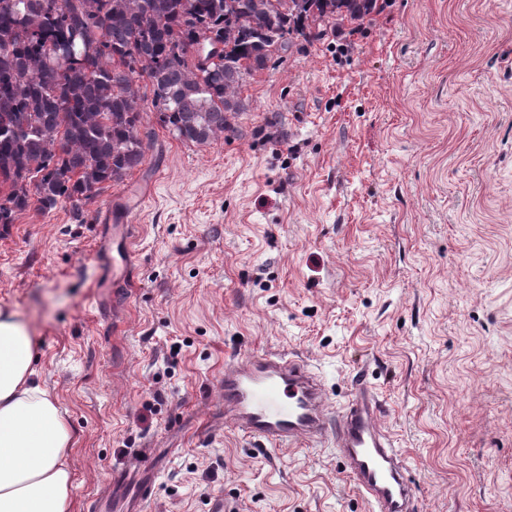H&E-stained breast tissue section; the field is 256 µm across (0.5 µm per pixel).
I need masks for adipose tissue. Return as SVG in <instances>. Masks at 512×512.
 <instances>
[{
  "label": "adipose tissue",
  "instance_id": "obj_1",
  "mask_svg": "<svg viewBox=\"0 0 512 512\" xmlns=\"http://www.w3.org/2000/svg\"><path fill=\"white\" fill-rule=\"evenodd\" d=\"M34 346L24 322L0 313V512H70L73 433Z\"/></svg>",
  "mask_w": 512,
  "mask_h": 512
}]
</instances>
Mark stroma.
<instances>
[{"label":"stroma","instance_id":"35a3bbf8","mask_svg":"<svg viewBox=\"0 0 512 512\" xmlns=\"http://www.w3.org/2000/svg\"><path fill=\"white\" fill-rule=\"evenodd\" d=\"M240 96L227 139L149 116L121 182L0 227V311L73 430L72 512H368L334 440L225 425L224 368L261 353L307 362L334 414L366 373L417 512H512V0H377ZM137 184L133 281L104 288L99 213Z\"/></svg>","mask_w":512,"mask_h":512}]
</instances>
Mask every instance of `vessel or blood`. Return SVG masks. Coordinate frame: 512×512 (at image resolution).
<instances>
[{
    "instance_id": "1",
    "label": "vessel or blood",
    "mask_w": 512,
    "mask_h": 512,
    "mask_svg": "<svg viewBox=\"0 0 512 512\" xmlns=\"http://www.w3.org/2000/svg\"><path fill=\"white\" fill-rule=\"evenodd\" d=\"M132 203L106 205L101 223L127 240ZM322 377L299 358L256 354L224 370V419L245 434L270 443L317 442L334 437L336 454L371 506L370 512H415L412 481L400 451L381 424L380 400L358 378L336 420H329Z\"/></svg>"
}]
</instances>
